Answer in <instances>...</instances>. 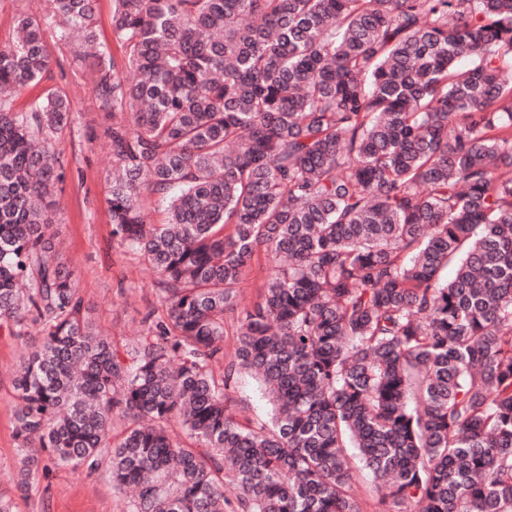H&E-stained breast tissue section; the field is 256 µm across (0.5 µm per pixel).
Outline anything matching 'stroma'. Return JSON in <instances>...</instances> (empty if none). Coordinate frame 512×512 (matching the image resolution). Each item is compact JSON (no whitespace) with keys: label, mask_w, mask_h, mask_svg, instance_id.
<instances>
[{"label":"stroma","mask_w":512,"mask_h":512,"mask_svg":"<svg viewBox=\"0 0 512 512\" xmlns=\"http://www.w3.org/2000/svg\"><path fill=\"white\" fill-rule=\"evenodd\" d=\"M84 67L69 45L60 44L50 73L39 86L24 89L15 107L26 109L47 89L61 88L70 96L72 122L55 142L65 173L57 196L58 240L92 317L121 350L137 339L143 316L160 303L154 273L112 239L107 203L112 157L99 129L86 123L93 93ZM17 350L14 339L0 334V497L13 499L17 512H115L116 498L106 478L65 469L39 475L30 498L17 499L11 398Z\"/></svg>","instance_id":"1"}]
</instances>
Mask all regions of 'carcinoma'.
Returning a JSON list of instances; mask_svg holds the SVG:
<instances>
[{
    "mask_svg": "<svg viewBox=\"0 0 512 512\" xmlns=\"http://www.w3.org/2000/svg\"><path fill=\"white\" fill-rule=\"evenodd\" d=\"M97 3L24 4L0 46L18 497L65 467L116 512H362V468L385 512H512V0H112V238L164 308L123 352L51 232L69 97L13 106L52 65L41 16L81 57ZM260 269L256 267V270L241 284L240 297L237 303V309L234 313H227L226 320L229 325V329H231V325L233 324V318L236 319L238 313L242 310V308L249 303V301L255 298L258 288L262 285L265 276L267 275L268 268L270 267V263L265 260L263 255L260 257ZM231 395L245 403L250 413L261 416L267 409V398L258 381L247 373H241L231 386Z\"/></svg>",
    "mask_w": 512,
    "mask_h": 512,
    "instance_id": "obj_1",
    "label": "carcinoma"
}]
</instances>
